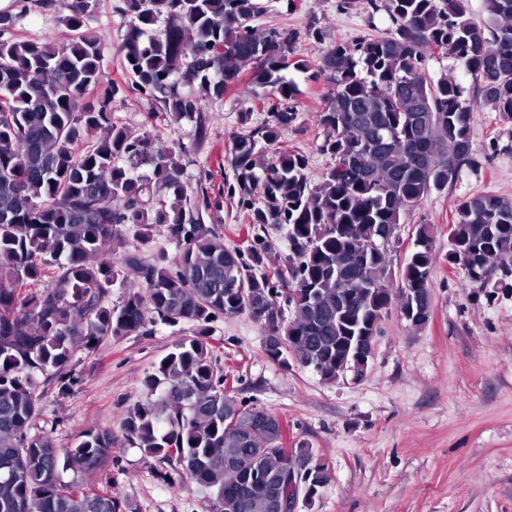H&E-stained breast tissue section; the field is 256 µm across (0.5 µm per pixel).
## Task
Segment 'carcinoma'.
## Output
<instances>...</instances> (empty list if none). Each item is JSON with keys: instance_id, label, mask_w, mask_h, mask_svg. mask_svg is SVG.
Returning a JSON list of instances; mask_svg holds the SVG:
<instances>
[{"instance_id": "1", "label": "carcinoma", "mask_w": 512, "mask_h": 512, "mask_svg": "<svg viewBox=\"0 0 512 512\" xmlns=\"http://www.w3.org/2000/svg\"><path fill=\"white\" fill-rule=\"evenodd\" d=\"M393 28L328 47L310 79L333 94L316 114L317 151L332 163L312 182L309 160L269 146L297 125L298 85L286 77L299 33H257L262 0H123V83L105 81L102 37L89 32L90 0H60L70 35L55 45L15 36V16L0 13V512H124L112 485L99 491L65 478L112 466L118 440L90 429L57 445L43 416L54 387L80 382L79 350L160 325L189 324L144 379L146 401L126 411L124 440L175 463L204 491L212 512H275L286 486L260 477L304 466L300 488L311 500L331 480L326 463L301 441L286 449L279 417L249 407L224 388V368L207 342L221 317L249 315L277 344L267 358L307 368L326 383L344 378L356 345L379 333L397 307L423 328L432 312L433 229L420 218L414 248L391 286V245L424 197L478 166L474 107L512 124V0H486L476 23L469 0H369ZM167 26L148 31L158 17ZM461 66L438 77L427 61ZM269 119L233 138L237 187L183 193L175 151L148 130L134 134L112 116L120 92L160 93L174 119L222 100L241 81ZM101 130L95 141L90 133ZM166 192L161 193L159 189ZM260 234L249 254L224 245L218 224L224 195ZM176 246L172 259L144 258L134 241L158 227ZM287 227L288 254L262 271L261 232ZM448 263L466 281L512 291V198L490 192L460 200L448 235ZM124 289L110 305L111 288ZM42 380H37V376Z\"/></svg>"}]
</instances>
